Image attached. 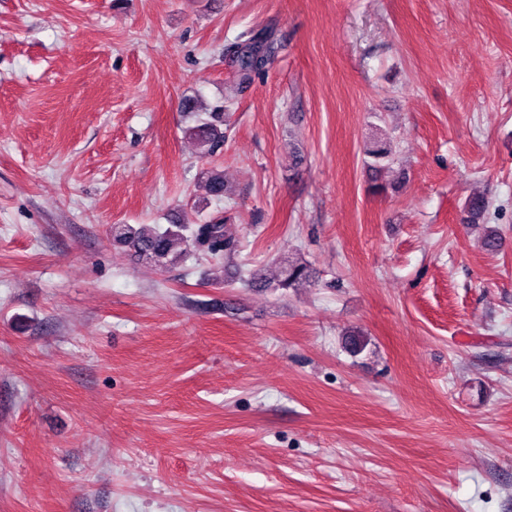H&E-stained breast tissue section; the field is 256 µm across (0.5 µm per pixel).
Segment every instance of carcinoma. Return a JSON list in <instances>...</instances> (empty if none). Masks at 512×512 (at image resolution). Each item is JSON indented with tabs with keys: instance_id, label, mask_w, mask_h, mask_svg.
<instances>
[{
	"instance_id": "obj_1",
	"label": "carcinoma",
	"mask_w": 512,
	"mask_h": 512,
	"mask_svg": "<svg viewBox=\"0 0 512 512\" xmlns=\"http://www.w3.org/2000/svg\"><path fill=\"white\" fill-rule=\"evenodd\" d=\"M228 51L237 63L239 82L249 83L264 71L269 54L274 52V39L268 33L249 31L231 44ZM224 106L217 105L210 112V121L188 129V136L194 139L202 153L211 155L224 142ZM204 186L208 195L216 198L224 196V176L210 171L204 176ZM113 241L128 246L140 257L159 266H166L196 251L210 254L215 259L233 255L238 249V241L225 228L224 220L215 218L205 224H196L189 229L180 224L163 228L158 224L112 225ZM309 279L307 265L285 261L283 278L278 286L293 288Z\"/></svg>"
}]
</instances>
